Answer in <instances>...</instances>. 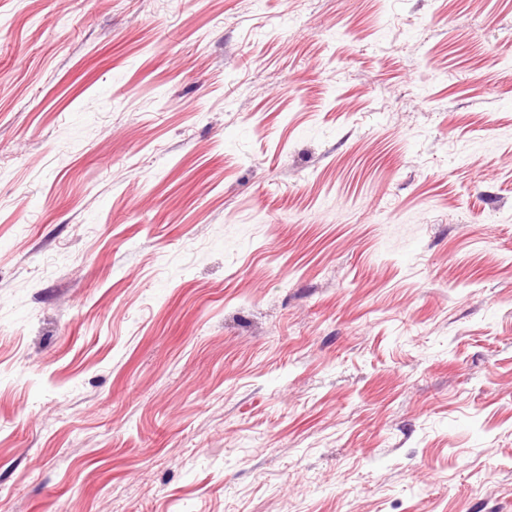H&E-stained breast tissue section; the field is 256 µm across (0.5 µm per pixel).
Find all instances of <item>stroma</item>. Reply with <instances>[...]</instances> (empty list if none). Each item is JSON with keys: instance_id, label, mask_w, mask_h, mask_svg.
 Masks as SVG:
<instances>
[{"instance_id": "stroma-1", "label": "stroma", "mask_w": 512, "mask_h": 512, "mask_svg": "<svg viewBox=\"0 0 512 512\" xmlns=\"http://www.w3.org/2000/svg\"><path fill=\"white\" fill-rule=\"evenodd\" d=\"M0 512H512V0H0Z\"/></svg>"}]
</instances>
